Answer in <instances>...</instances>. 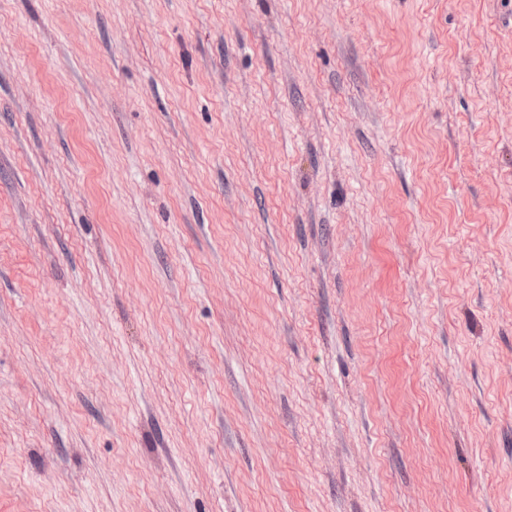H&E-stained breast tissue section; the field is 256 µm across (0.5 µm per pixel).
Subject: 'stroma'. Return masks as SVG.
<instances>
[{"mask_svg":"<svg viewBox=\"0 0 512 512\" xmlns=\"http://www.w3.org/2000/svg\"><path fill=\"white\" fill-rule=\"evenodd\" d=\"M0 512H512V0H0Z\"/></svg>","mask_w":512,"mask_h":512,"instance_id":"35a3bbf8","label":"stroma"}]
</instances>
